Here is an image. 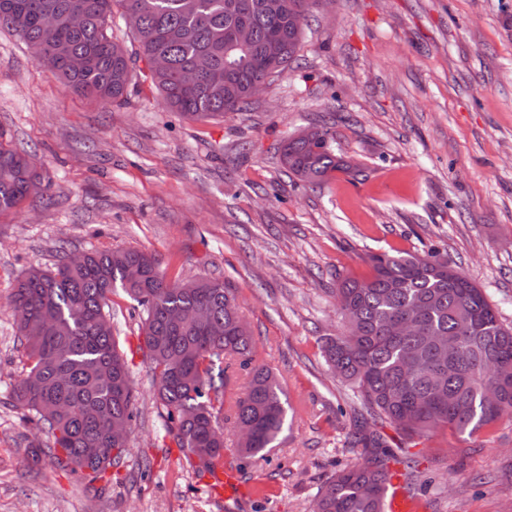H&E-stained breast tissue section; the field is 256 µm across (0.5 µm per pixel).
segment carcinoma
I'll return each mask as SVG.
<instances>
[{"mask_svg": "<svg viewBox=\"0 0 512 512\" xmlns=\"http://www.w3.org/2000/svg\"><path fill=\"white\" fill-rule=\"evenodd\" d=\"M306 0H0V27L15 32L34 59L74 93L100 105L124 100L145 70L165 105L193 121L247 110L255 89L297 59L309 11ZM120 17L130 45L117 40ZM249 28L239 45L233 34ZM317 138H285L284 170L309 186L358 167L336 148L332 126ZM49 182L34 156L0 141V215L28 199L30 183ZM373 273L336 289L344 331L328 336L329 369L352 385L369 416L412 437L442 428L469 436L512 418V328L499 321L484 292L439 254H382ZM121 288L143 314L155 398L177 447L202 475L224 460V419L250 433L239 454L273 447L288 414L281 383L256 360V345L236 297L201 277L166 279L158 261L134 248L89 251L52 269L32 267L10 303L25 325L17 336L30 366L10 400L46 432L31 460L93 487L120 465L112 427H131L136 395L113 334L112 290ZM414 329L392 334L393 321ZM248 371L237 385L233 365ZM356 440L378 455L335 472L316 495V512H383L388 462L395 457L377 431L360 425Z\"/></svg>", "mask_w": 512, "mask_h": 512, "instance_id": "obj_1", "label": "carcinoma"}]
</instances>
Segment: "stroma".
<instances>
[{
  "label": "stroma",
  "mask_w": 512,
  "mask_h": 512,
  "mask_svg": "<svg viewBox=\"0 0 512 512\" xmlns=\"http://www.w3.org/2000/svg\"><path fill=\"white\" fill-rule=\"evenodd\" d=\"M329 111L362 173L313 188L284 174L277 147ZM0 141L51 181L48 199L0 218V512H310L335 470L370 455L349 438L366 412L321 346L342 329L338 285L370 276L371 255L437 251L512 327V0H327L299 60L217 122L170 111L139 77L123 104L84 99L2 29ZM117 248L152 254L169 280L233 291L288 398L285 428L243 478L250 498L215 496L166 433L120 289L112 322L138 416L107 494L31 463L44 434L9 398L28 360L8 297L30 267ZM381 432L425 478L412 490L427 512H512V421L471 437Z\"/></svg>",
  "instance_id": "1"
}]
</instances>
